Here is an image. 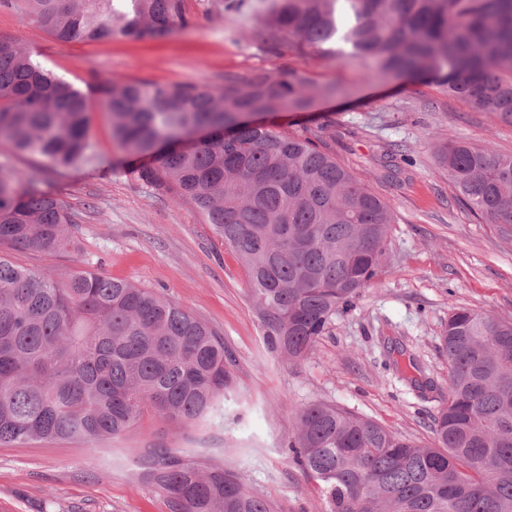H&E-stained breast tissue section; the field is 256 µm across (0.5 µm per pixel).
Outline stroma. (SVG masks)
Returning <instances> with one entry per match:
<instances>
[{"instance_id":"obj_1","label":"stroma","mask_w":512,"mask_h":512,"mask_svg":"<svg viewBox=\"0 0 512 512\" xmlns=\"http://www.w3.org/2000/svg\"><path fill=\"white\" fill-rule=\"evenodd\" d=\"M184 7L192 26L161 41L65 43L5 8L0 37L19 40L38 63L79 87L95 71L156 84L202 82L220 92L225 77L292 68L342 88V95L274 121L288 129L327 125L337 159L390 205L384 271L304 358L272 355L237 256L193 206L125 175L108 117L93 113L95 163L46 171L39 183L76 213L77 251L9 255L58 279L83 263L153 289L219 332L232 354L228 420L178 425L148 414L129 432L93 444L0 446V512H169L139 467L140 452L154 446L236 471L276 512H324L315 483L286 456L298 410L332 404L430 445L433 418L448 396L439 343L451 309L512 321V228L478 221L434 158L436 147L451 141L512 154V126L431 84L369 82L354 65L275 55L252 35L249 0L230 9L224 0H184Z\"/></svg>"}]
</instances>
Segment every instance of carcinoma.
<instances>
[{
    "label": "carcinoma",
    "instance_id": "obj_1",
    "mask_svg": "<svg viewBox=\"0 0 512 512\" xmlns=\"http://www.w3.org/2000/svg\"><path fill=\"white\" fill-rule=\"evenodd\" d=\"M63 42L160 40L189 25L183 0H0ZM255 34L279 54L358 63L363 77L434 83L512 125V0H258ZM343 94L296 70L159 85L92 74L87 90L0 38V141L67 170L96 158L95 106L128 173L191 203L243 264L264 342L303 358L336 313L384 267L390 207L336 159L319 134L256 125L249 113L305 111ZM211 138L186 144L197 131ZM437 168L460 202L512 224V155L463 141ZM42 167L0 165V246L75 247L77 216L42 193ZM448 402L424 447L328 404L298 413L288 457L315 479L326 512H512V322L469 308L441 336ZM218 332L149 288L76 268L66 279L0 253V446L33 439L95 442L144 415L224 420L231 388ZM169 512H275L231 470L170 448L140 456Z\"/></svg>",
    "mask_w": 512,
    "mask_h": 512
}]
</instances>
